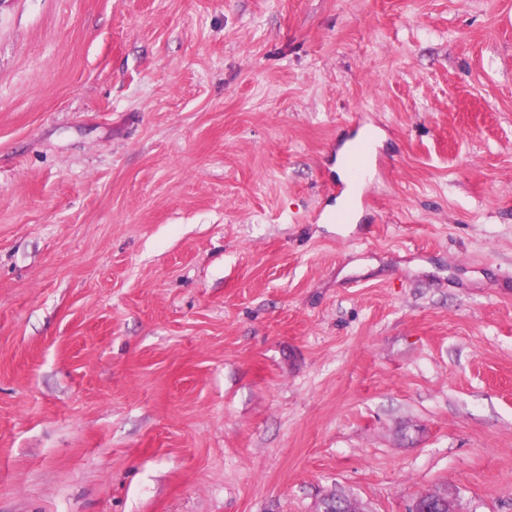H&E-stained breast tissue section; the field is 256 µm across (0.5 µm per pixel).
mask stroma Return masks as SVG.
I'll return each mask as SVG.
<instances>
[{"label": "stroma", "instance_id": "stroma-1", "mask_svg": "<svg viewBox=\"0 0 512 512\" xmlns=\"http://www.w3.org/2000/svg\"><path fill=\"white\" fill-rule=\"evenodd\" d=\"M437 488L512 512V0H0V512Z\"/></svg>", "mask_w": 512, "mask_h": 512}]
</instances>
